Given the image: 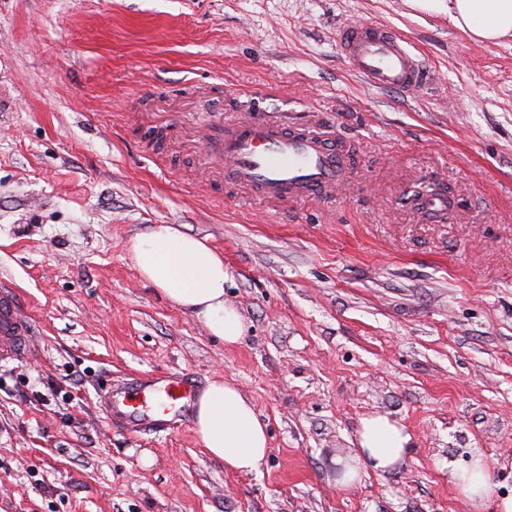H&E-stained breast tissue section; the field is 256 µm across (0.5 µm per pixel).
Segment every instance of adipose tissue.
<instances>
[{"instance_id":"adipose-tissue-1","label":"adipose tissue","mask_w":512,"mask_h":512,"mask_svg":"<svg viewBox=\"0 0 512 512\" xmlns=\"http://www.w3.org/2000/svg\"><path fill=\"white\" fill-rule=\"evenodd\" d=\"M421 6H446L448 19L481 45L512 38V0H414ZM141 278L229 345L246 332L240 313L224 300V256L207 240L171 224H155L127 244ZM194 431L207 453L227 471L250 474L270 450L265 426L253 403L232 382L210 381L195 402ZM358 448L338 486L358 482L367 473L386 475L412 449V436L398 420L384 415L363 418ZM448 480L473 512H512V494L502 492L482 457L451 467Z\"/></svg>"}]
</instances>
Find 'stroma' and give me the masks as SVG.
I'll return each instance as SVG.
<instances>
[{"instance_id":"stroma-1","label":"stroma","mask_w":512,"mask_h":512,"mask_svg":"<svg viewBox=\"0 0 512 512\" xmlns=\"http://www.w3.org/2000/svg\"><path fill=\"white\" fill-rule=\"evenodd\" d=\"M402 33L426 90L366 86L337 30ZM319 120L352 184L279 205L211 183L194 115ZM449 188L450 219L407 194ZM175 224L224 255L247 331L225 345L141 281L131 237ZM0 280L34 325L0 361V512H470L448 467L512 492V39L409 0H0ZM233 382L266 425L226 472L192 422L131 435L114 381ZM404 424L390 475L336 485L360 421Z\"/></svg>"}]
</instances>
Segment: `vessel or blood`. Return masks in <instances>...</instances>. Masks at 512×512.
Instances as JSON below:
<instances>
[{"label": "vessel or blood", "instance_id": "b4317fda", "mask_svg": "<svg viewBox=\"0 0 512 512\" xmlns=\"http://www.w3.org/2000/svg\"><path fill=\"white\" fill-rule=\"evenodd\" d=\"M339 49L350 69L367 85L400 92L428 86L432 70L395 30L373 22L348 23L338 36ZM197 143L206 169L228 177L240 188L258 192L272 202L328 197L345 181V157L339 148L309 125L285 127L273 119L225 123L220 112L199 124ZM427 221L444 218L448 198H423ZM32 324L12 287L0 283V358L20 360L27 352ZM195 384L185 374L139 380L115 386L102 412L126 432H160L174 418L188 414Z\"/></svg>", "mask_w": 512, "mask_h": 512}]
</instances>
